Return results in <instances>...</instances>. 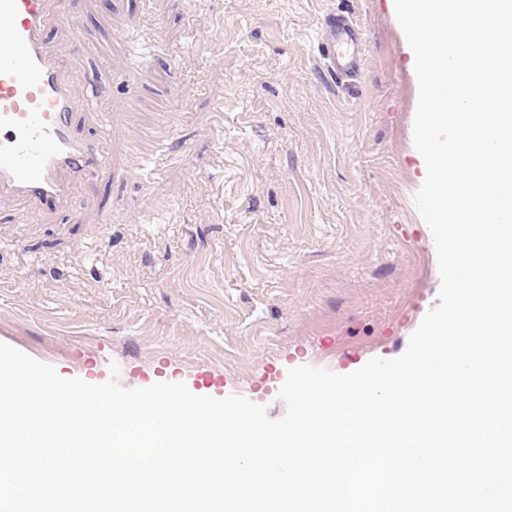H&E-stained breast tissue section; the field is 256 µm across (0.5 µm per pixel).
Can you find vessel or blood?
Instances as JSON below:
<instances>
[{"instance_id": "b4317fda", "label": "vessel or blood", "mask_w": 512, "mask_h": 512, "mask_svg": "<svg viewBox=\"0 0 512 512\" xmlns=\"http://www.w3.org/2000/svg\"><path fill=\"white\" fill-rule=\"evenodd\" d=\"M74 44L87 38L76 15L60 11ZM48 0H0V194L23 203L54 202L72 209L70 185L111 179L104 143L112 135L100 117L97 139L73 133L74 110L98 94L96 85L78 90L48 51L44 32L52 18ZM329 36L320 51L335 75L358 69V29L348 19L329 17Z\"/></svg>"}]
</instances>
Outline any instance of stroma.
Wrapping results in <instances>:
<instances>
[{
	"instance_id": "stroma-1",
	"label": "stroma",
	"mask_w": 512,
	"mask_h": 512,
	"mask_svg": "<svg viewBox=\"0 0 512 512\" xmlns=\"http://www.w3.org/2000/svg\"><path fill=\"white\" fill-rule=\"evenodd\" d=\"M390 0H72L44 38L77 86L74 131L108 115L112 178L79 184L78 219L0 196V342L64 378L145 388L217 378L283 416L289 368L391 359L438 303L436 249L414 197L418 83ZM351 18L361 66L334 75L325 18ZM165 50L144 66L138 50ZM181 114L146 163L130 139Z\"/></svg>"
}]
</instances>
